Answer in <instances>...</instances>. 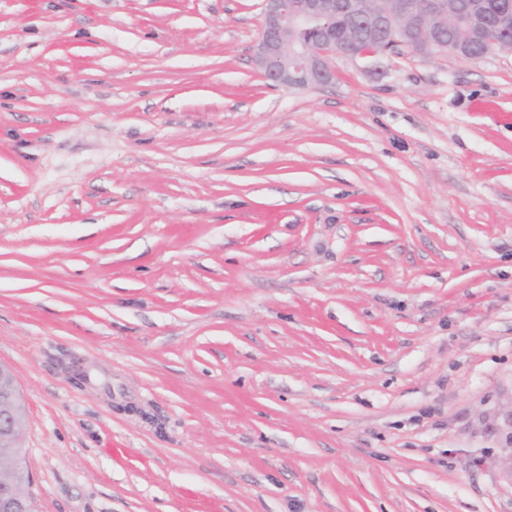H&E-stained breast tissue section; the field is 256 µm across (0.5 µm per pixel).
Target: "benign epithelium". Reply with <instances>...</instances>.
Wrapping results in <instances>:
<instances>
[{
  "label": "benign epithelium",
  "instance_id": "benign-epithelium-1",
  "mask_svg": "<svg viewBox=\"0 0 512 512\" xmlns=\"http://www.w3.org/2000/svg\"><path fill=\"white\" fill-rule=\"evenodd\" d=\"M490 23L512 28V0H390L384 10L367 0H263L256 56L271 85L306 89L333 80L337 56L372 62L388 54L381 35L397 27L401 46L416 54L439 48L471 60ZM23 421L15 374L0 365L1 448L18 447ZM0 512H32L13 479L0 481Z\"/></svg>",
  "mask_w": 512,
  "mask_h": 512
}]
</instances>
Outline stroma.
Listing matches in <instances>:
<instances>
[{
	"instance_id": "stroma-1",
	"label": "stroma",
	"mask_w": 512,
	"mask_h": 512,
	"mask_svg": "<svg viewBox=\"0 0 512 512\" xmlns=\"http://www.w3.org/2000/svg\"><path fill=\"white\" fill-rule=\"evenodd\" d=\"M261 12L0 0L38 512H512V55L273 87Z\"/></svg>"
}]
</instances>
